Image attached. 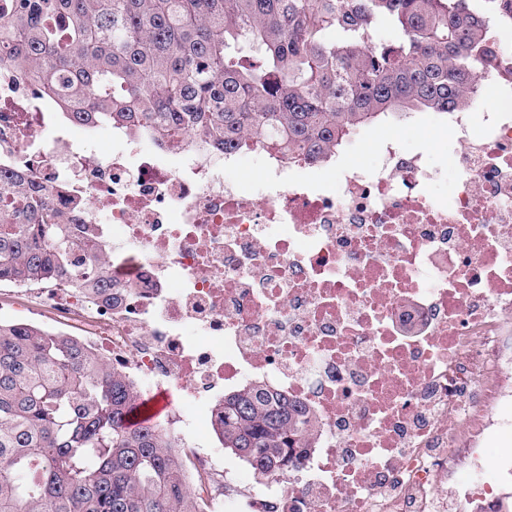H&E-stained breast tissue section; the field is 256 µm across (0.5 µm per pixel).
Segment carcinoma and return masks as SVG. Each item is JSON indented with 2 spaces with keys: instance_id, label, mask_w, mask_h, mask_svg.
I'll list each match as a JSON object with an SVG mask.
<instances>
[{
  "instance_id": "carcinoma-1",
  "label": "carcinoma",
  "mask_w": 512,
  "mask_h": 512,
  "mask_svg": "<svg viewBox=\"0 0 512 512\" xmlns=\"http://www.w3.org/2000/svg\"><path fill=\"white\" fill-rule=\"evenodd\" d=\"M0 0V66L66 122L105 119L162 146L265 142L315 165L362 126L448 115L476 89L498 0ZM397 33L377 38L381 26ZM55 191L0 171V285L57 284L112 302L89 228ZM82 255V265L73 263ZM129 382L81 340L0 321V512H197L173 438L136 423ZM305 425L262 385L224 394L213 431L276 481Z\"/></svg>"
}]
</instances>
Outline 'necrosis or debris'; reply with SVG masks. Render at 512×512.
Instances as JSON below:
<instances>
[{
	"label": "necrosis or debris",
	"mask_w": 512,
	"mask_h": 512,
	"mask_svg": "<svg viewBox=\"0 0 512 512\" xmlns=\"http://www.w3.org/2000/svg\"><path fill=\"white\" fill-rule=\"evenodd\" d=\"M485 48L479 94L449 117L445 196L441 167L395 132L369 169L188 135L153 151L105 121L52 131L50 106L0 73V170L60 189L122 293L109 306L17 286L8 314L77 333L136 394H180L164 426L199 512H497L512 477V457L487 452L512 435V50ZM253 156L258 190L230 176ZM255 383L305 411L298 459L281 481L244 467L216 493L224 465L189 439L187 408L214 415Z\"/></svg>",
	"instance_id": "necrosis-or-debris-1"
}]
</instances>
